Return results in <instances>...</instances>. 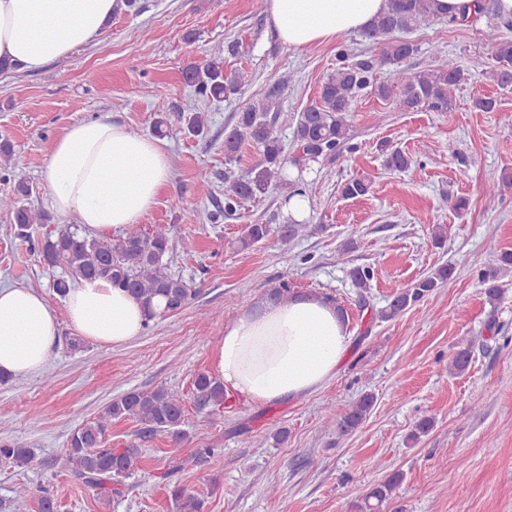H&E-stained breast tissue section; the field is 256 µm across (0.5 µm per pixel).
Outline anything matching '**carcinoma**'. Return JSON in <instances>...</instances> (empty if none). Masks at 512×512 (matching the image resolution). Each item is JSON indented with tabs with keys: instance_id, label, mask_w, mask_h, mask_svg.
Wrapping results in <instances>:
<instances>
[{
	"instance_id": "obj_1",
	"label": "carcinoma",
	"mask_w": 512,
	"mask_h": 512,
	"mask_svg": "<svg viewBox=\"0 0 512 512\" xmlns=\"http://www.w3.org/2000/svg\"><path fill=\"white\" fill-rule=\"evenodd\" d=\"M432 0H385L383 11L363 31L369 43L378 46V53L359 54L346 37L336 45V67L319 88L318 102L301 112L283 111L276 107L272 97L250 103L237 113L234 128L224 138V153L232 158L242 144L250 142L261 153L258 163L224 191V213L233 214L246 200L261 198L277 192L284 202L296 194L305 195L303 172L308 163L319 158L333 159L350 148L352 139L349 113L356 111L367 94L392 103L401 112H418L424 108L436 112H450L454 107V91L464 72L459 69H425L411 72L407 63L418 53V45L405 38L434 16ZM481 15L494 18L483 30L485 40L495 48L496 65L490 66L480 56L471 59L469 69L484 76L499 88L512 86V40L500 34V27L512 25V18L500 14L497 0H482ZM396 69L386 80H379L378 70L385 65ZM183 78L200 98L220 101L238 92L251 81L244 69L224 71V47L216 44L209 58L200 63H189L183 69ZM177 119L190 135L202 134L208 125V116L193 101L180 107ZM292 129L291 152L278 136L275 126ZM412 159L395 149L386 154L385 166L403 172ZM372 179L368 176L346 180L341 194L347 199L359 198L370 192ZM32 189L20 181L12 194L0 196V211L11 215L18 235L30 240V229L35 224H47L50 216L25 204ZM308 220L286 217L276 232L284 244L304 235ZM271 232L268 224L244 225L236 243L247 249L265 240ZM174 229L170 224H156L149 232L132 226L117 236H96L82 230L79 224H64L50 231L38 242V254L45 265L59 268L63 277L54 283L56 292L63 296L83 280L105 279L113 287L134 295L145 311L147 322L179 313L192 301L195 291L168 268L169 254L174 247ZM454 267L443 265L419 278L409 287L396 293L378 312L379 318L392 320L441 287L452 275ZM512 270V251L500 250L495 262L481 272V283L489 300L501 295L499 279ZM161 297L164 307L154 308V300ZM474 341L457 347L448 368L461 374L468 370ZM191 396L195 409H216L224 405V387L216 377L198 373L192 380ZM374 397L362 396L342 413L329 409L324 425L342 435L355 433L365 422ZM132 418L145 425L148 434L163 433L177 442L186 436L185 401L178 393L160 386L150 390H129L109 402L93 419L71 431L65 452L56 457L54 465L74 480L97 491L104 508L112 503V495L121 493L123 479L137 468L141 449L134 442L123 448L105 446L112 421ZM211 448H198L190 456L179 459L174 469L196 466L210 457ZM0 459L28 465L35 459L33 449L10 440H0ZM402 481L399 472L373 485L362 495L358 505L361 512H383L388 501ZM37 498L39 512H55L54 498L44 489L33 496L24 490L17 493L10 504L12 512H30L32 498ZM176 512H205L206 498L200 493H189L176 486L171 490Z\"/></svg>"
}]
</instances>
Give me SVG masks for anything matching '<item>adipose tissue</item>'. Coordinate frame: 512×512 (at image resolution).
Listing matches in <instances>:
<instances>
[{"label":"adipose tissue","mask_w":512,"mask_h":512,"mask_svg":"<svg viewBox=\"0 0 512 512\" xmlns=\"http://www.w3.org/2000/svg\"><path fill=\"white\" fill-rule=\"evenodd\" d=\"M385 0H265L268 22L288 47L306 49L367 27ZM123 0H0V59L37 71L75 47L95 42ZM171 177L160 140L100 118L76 123L52 145L42 171L50 206L95 234L139 223ZM75 335L122 345L144 330L141 304L103 280L66 298ZM350 334L335 305L299 296L259 303L224 326L214 371L226 396L261 406L311 395L332 381ZM59 340V319L27 288L0 287V374L34 376Z\"/></svg>","instance_id":"obj_1"}]
</instances>
